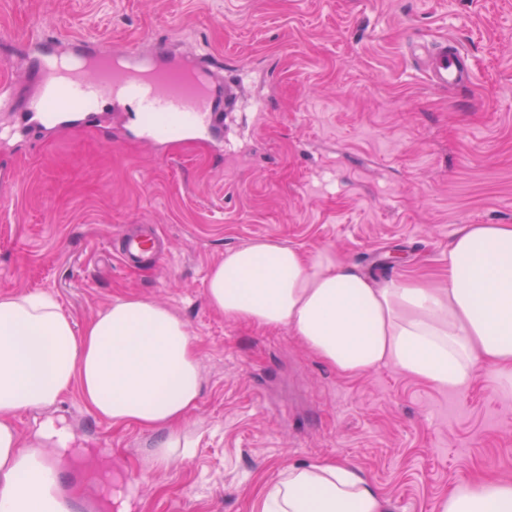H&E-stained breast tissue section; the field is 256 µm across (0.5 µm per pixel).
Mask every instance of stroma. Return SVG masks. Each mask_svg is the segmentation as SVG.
Wrapping results in <instances>:
<instances>
[{
    "instance_id": "obj_1",
    "label": "stroma",
    "mask_w": 512,
    "mask_h": 512,
    "mask_svg": "<svg viewBox=\"0 0 512 512\" xmlns=\"http://www.w3.org/2000/svg\"><path fill=\"white\" fill-rule=\"evenodd\" d=\"M65 50H193L229 91L221 138L185 133L155 150L139 115L0 141V295H53L84 327L115 298L165 304L188 324L204 387L191 456L153 467L150 435L112 427L71 389L21 413L51 419L72 455L61 488L106 512L103 483L135 479L132 512H257L262 486L314 458L362 469L389 512H437L457 479L512 480V389L484 368L449 393L382 368L337 374L284 327L231 322L206 298L225 250L270 238L336 249L375 274L439 277L462 224L512 223V0H0V74L14 106L35 93L29 35ZM456 40L465 89L429 84L409 55ZM155 225L167 256L122 268L105 245Z\"/></svg>"
}]
</instances>
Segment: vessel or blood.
<instances>
[{
    "instance_id": "b4317fda",
    "label": "vessel or blood",
    "mask_w": 512,
    "mask_h": 512,
    "mask_svg": "<svg viewBox=\"0 0 512 512\" xmlns=\"http://www.w3.org/2000/svg\"><path fill=\"white\" fill-rule=\"evenodd\" d=\"M73 47V53L65 55L53 45L43 46L36 75L39 90L25 105L23 123L45 126L53 121L61 127L74 114L90 119L109 99L117 107L129 104L141 118L151 120L142 138L155 143L169 135L165 118L199 131L221 118L222 92L198 66L195 52L174 58L162 45L150 56L136 48L107 51L83 41ZM423 73L444 89L465 88L474 79L470 59L452 42L428 50ZM159 255V236L152 226L121 233L117 258L122 266Z\"/></svg>"
}]
</instances>
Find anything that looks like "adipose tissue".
<instances>
[{"label": "adipose tissue", "mask_w": 512, "mask_h": 512, "mask_svg": "<svg viewBox=\"0 0 512 512\" xmlns=\"http://www.w3.org/2000/svg\"><path fill=\"white\" fill-rule=\"evenodd\" d=\"M206 297L225 319L285 327L344 376L380 368L461 392L484 367L512 385V224H464L448 243V275L433 282L363 272L325 247L304 252L268 238L225 252ZM188 324L140 296L112 301L83 328L51 296L0 295V512H72L58 492L46 445L66 447L46 426L22 440L13 420L79 388L113 426L153 437V465L187 457L180 425L202 391ZM258 512H387L358 467L331 458L282 469ZM439 512H512V482L476 475L453 482Z\"/></svg>", "instance_id": "adipose-tissue-1"}]
</instances>
